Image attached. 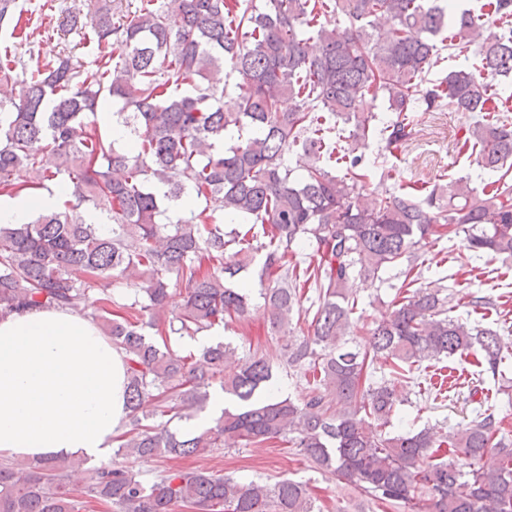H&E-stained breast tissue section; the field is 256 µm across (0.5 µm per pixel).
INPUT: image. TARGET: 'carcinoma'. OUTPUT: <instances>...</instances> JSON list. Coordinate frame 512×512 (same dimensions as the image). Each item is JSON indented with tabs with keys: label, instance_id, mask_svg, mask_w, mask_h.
<instances>
[{
	"label": "carcinoma",
	"instance_id": "1",
	"mask_svg": "<svg viewBox=\"0 0 512 512\" xmlns=\"http://www.w3.org/2000/svg\"><path fill=\"white\" fill-rule=\"evenodd\" d=\"M152 2L118 18L97 12V42L114 36L121 52L82 78L59 57L18 89L10 73L21 60L9 46L0 53V193L36 186L20 173L49 153L43 180L69 196L62 209L0 225V317L77 310L124 352L130 429L117 453L126 457L279 440L361 495L409 512H512V441L494 406L479 402L442 438L388 431L397 383L418 379L424 362L471 358L478 375L496 380L512 343L448 316V298L416 288L363 345L349 346L356 282L402 264L410 276L419 244L454 235L469 252L512 258V94L488 82L512 73V0L460 12L453 0ZM376 15L387 30L373 32ZM484 18L502 26L494 42L481 40ZM444 50L463 61L433 79ZM232 74L238 93L228 99L222 83ZM380 95L395 119L364 111ZM106 99L121 103V145L94 122L83 130ZM418 109L479 113L458 151L492 180L365 193L369 168L356 145L372 137L398 148ZM340 124L349 136L337 147L329 134ZM295 151L309 157L301 175L289 166ZM86 203L107 212V228L85 222ZM257 264L271 329L306 311L311 336L275 355L238 357L223 343L198 356L173 351V334L245 316L252 290L240 274ZM121 282L137 288L130 303L112 298ZM307 288L317 298L305 309ZM379 359L388 375L373 381ZM278 363L312 379L301 401L270 396ZM215 381L241 405L198 433L180 432L173 423L202 410ZM490 449L498 462L484 468ZM74 466L65 457L0 464V512H83L68 487ZM84 494L119 512H316L308 487L289 478L271 485L172 468L151 481L123 465L92 468Z\"/></svg>",
	"mask_w": 512,
	"mask_h": 512
}]
</instances>
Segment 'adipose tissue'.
I'll return each instance as SVG.
<instances>
[{
  "mask_svg": "<svg viewBox=\"0 0 512 512\" xmlns=\"http://www.w3.org/2000/svg\"><path fill=\"white\" fill-rule=\"evenodd\" d=\"M61 189L0 205L1 224L54 208ZM123 353L91 318L32 309L0 319V457L109 458L127 416Z\"/></svg>",
  "mask_w": 512,
  "mask_h": 512,
  "instance_id": "obj_1",
  "label": "adipose tissue"
}]
</instances>
